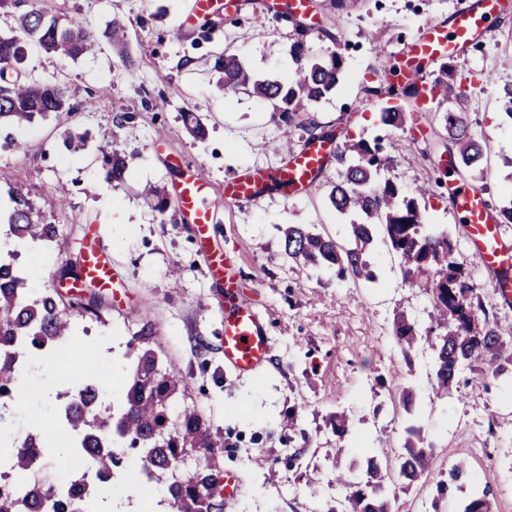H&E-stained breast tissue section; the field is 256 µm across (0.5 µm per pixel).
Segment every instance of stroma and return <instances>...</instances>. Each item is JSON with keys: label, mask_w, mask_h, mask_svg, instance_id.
<instances>
[{"label": "stroma", "mask_w": 512, "mask_h": 512, "mask_svg": "<svg viewBox=\"0 0 512 512\" xmlns=\"http://www.w3.org/2000/svg\"><path fill=\"white\" fill-rule=\"evenodd\" d=\"M214 28L200 40L201 18H190L192 0H47L53 13L81 24L94 36V54L58 60L40 47L28 48L23 74L35 82H59L69 90L74 111L52 113L14 126L25 152L0 148V169L28 191L45 221L58 224L59 240L19 248L17 263L33 283L52 284L51 263L81 259L87 234H94L112 266L113 283L103 292L99 317L81 320L79 344L36 352V383L74 373L90 354L101 355L97 373L111 402H120L127 380V346L143 323L155 332L149 346L164 366L173 367L186 387L177 404L196 405L220 451V471L242 480L230 512H331L343 490L337 472L361 478L369 457L394 468L409 425L420 426L433 448L428 471L414 484L388 479L385 495L394 512H461L489 490L492 512H512V381H486L461 368L448 391L437 388L435 339L428 336L430 297L403 280L399 257L383 236H375L364 258L375 282L338 279L335 269L297 264L283 252L282 228L303 224L341 245L351 242L355 212L330 204L332 184L343 167L328 157L321 176L294 195L272 191L225 205L224 183L249 167H284L310 135L274 112L271 104L240 92L225 96L215 67L220 54H234L255 75L284 80L293 68L290 44L304 38L312 57L339 55L343 79L335 93L309 106L307 116L337 144L381 139L390 162L381 172L420 202L426 230L447 232L455 255L469 265L487 312L512 326V302L497 292L494 273L473 256L464 218L447 188L437 187L429 155L443 150L444 107L408 112L400 126L380 121L383 99L367 97L371 73L400 61L414 37L447 21L463 0H306L304 12L291 0H215ZM489 35L451 62L461 84L459 106L468 132L487 141L486 160L469 182L481 188L492 208L512 200V118L504 91L512 87V0ZM127 28L125 49L105 34L112 18ZM136 62L126 68L125 58ZM191 110L207 129L196 140L182 113ZM111 132L114 150L130 157L125 181L113 188L99 151L100 135ZM88 139L73 155L66 134ZM192 162L210 186L216 208L214 248L242 265L251 296L266 316L272 361L255 375L237 374L224 364V303L221 287L198 254L194 224L175 209L153 210L141 189L157 186L171 195L180 171L175 159ZM64 184L65 197L48 193ZM122 209L113 223L112 205ZM406 314L422 330L413 348L398 344L394 319ZM73 386L58 388L43 401L13 404L14 423L0 432L21 441L28 417L42 416L43 438L65 447L58 435L61 410ZM346 413L344 432L336 416ZM466 460L475 482L439 493L451 465Z\"/></svg>", "instance_id": "35a3bbf8"}]
</instances>
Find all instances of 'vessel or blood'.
Returning a JSON list of instances; mask_svg holds the SVG:
<instances>
[{"instance_id":"vessel-or-blood-1","label":"vessel or blood","mask_w":512,"mask_h":512,"mask_svg":"<svg viewBox=\"0 0 512 512\" xmlns=\"http://www.w3.org/2000/svg\"><path fill=\"white\" fill-rule=\"evenodd\" d=\"M499 10V0H480L477 7L466 8L453 15L447 25L433 26L413 40L400 62L399 77L416 88L419 111H430L435 100L434 84L425 74V63L436 58L454 57L463 47L485 39ZM335 149V144L330 141L312 143L307 149L294 154L288 166L273 176L285 190L297 192L309 184ZM181 171V178L174 187V206L177 211L191 217L201 254L213 277L224 285V361L238 372H253L270 359L267 321L252 306L241 268L228 254L211 247L214 210L207 182L192 166L182 165ZM269 176L272 175L267 170L254 167L226 181L225 204L253 198ZM449 187L456 210L468 222L474 255L488 270L512 269V244L503 239L498 218L483 191L454 181ZM82 259V280L109 287L110 264L94 245H86Z\"/></svg>"}]
</instances>
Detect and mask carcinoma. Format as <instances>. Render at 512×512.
Segmentation results:
<instances>
[{
  "label": "carcinoma",
  "mask_w": 512,
  "mask_h": 512,
  "mask_svg": "<svg viewBox=\"0 0 512 512\" xmlns=\"http://www.w3.org/2000/svg\"><path fill=\"white\" fill-rule=\"evenodd\" d=\"M37 40L42 49L62 60L90 53L95 39L75 23L62 24L50 14L47 5L33 7L20 15L16 33L0 35V128L30 122L53 112H70V95L59 82L32 83L22 70L27 42ZM294 68L286 81L260 80L235 55L218 58L216 67L224 73V94L249 89L256 97L273 102L283 119L314 132L317 126L302 118L307 104L317 102L336 90L342 74L336 54L313 61L307 42L298 39L290 46ZM370 95L385 93L388 99L411 103L414 88L380 80V86L365 89ZM402 105L382 108L380 121L395 126L402 120ZM448 152L457 157L464 179L481 164L489 147L468 134L460 113H445ZM109 179L121 183L128 169L127 156L102 151ZM344 166L342 180L333 185L329 201L336 211L359 212L368 223L351 225L350 248L335 240L290 225L284 232V253L288 259L324 263L336 268V276L375 280L362 260L365 249L376 234L383 235L403 263V279L409 286L427 285L431 295L437 333L435 379L446 390L458 382L463 366L486 380H497L512 366V331L502 329L489 319L466 264L454 254L451 239L444 233L423 231L424 217L417 199L404 195L394 183L379 179L388 159L381 147L366 140L350 143L336 156ZM11 207L0 212V221L20 242L58 239L57 225L43 221L35 211L28 192L17 183H8ZM24 278L11 272L10 262L0 257V397L14 396L20 364L17 354L27 358L75 333L74 318L98 315L102 301L77 298L62 303L54 288L38 297L23 288ZM399 344L413 347L421 337L415 324L404 314L394 322ZM183 379L173 369L163 367L154 350L136 355L128 369L124 397L119 406H103L102 386L90 375L76 386L63 408L66 427L71 434L73 454L88 459L102 481L112 478L125 456L137 453L151 475L165 476L167 502L172 512H215L219 503L220 470L212 465L217 452L209 428L194 407L174 409L173 397ZM410 438L396 458L398 477L406 484L417 481L426 471L432 448L423 445L421 429L407 427ZM48 442L39 434L27 433L17 449L16 460L0 471V480L17 484L16 492H0V512H55L59 502L56 485H46L36 477L39 465L49 459ZM386 474L369 460L365 477L354 481L348 475L336 477L345 490L339 512H390L384 497Z\"/></svg>",
  "instance_id": "carcinoma-1"
}]
</instances>
